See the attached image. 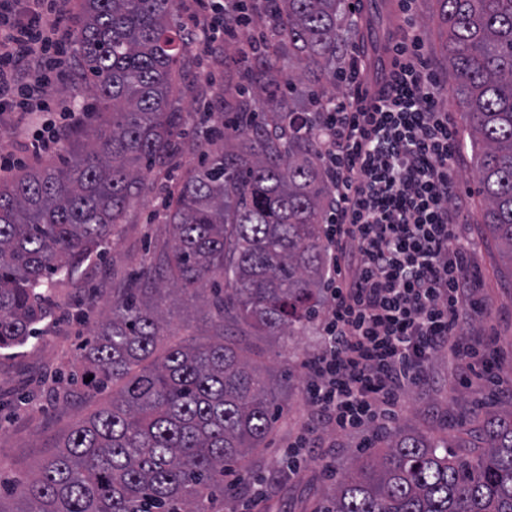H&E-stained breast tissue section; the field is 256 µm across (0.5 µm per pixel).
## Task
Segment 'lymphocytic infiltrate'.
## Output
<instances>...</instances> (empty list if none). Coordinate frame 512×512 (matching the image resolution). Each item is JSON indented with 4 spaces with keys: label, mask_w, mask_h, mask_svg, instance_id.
<instances>
[{
    "label": "lymphocytic infiltrate",
    "mask_w": 512,
    "mask_h": 512,
    "mask_svg": "<svg viewBox=\"0 0 512 512\" xmlns=\"http://www.w3.org/2000/svg\"><path fill=\"white\" fill-rule=\"evenodd\" d=\"M403 13L392 70L371 104L366 65L348 67L318 125L334 205L325 224L332 259L323 347L304 364L305 397L342 431L392 418L404 392L426 382L431 359H475L491 375L492 341L467 334L480 286L456 194L457 132L414 18ZM72 0H0V116L46 112L72 46Z\"/></svg>",
    "instance_id": "1"
}]
</instances>
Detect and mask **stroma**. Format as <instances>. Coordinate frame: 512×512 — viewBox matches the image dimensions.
<instances>
[{"instance_id":"stroma-1","label":"stroma","mask_w":512,"mask_h":512,"mask_svg":"<svg viewBox=\"0 0 512 512\" xmlns=\"http://www.w3.org/2000/svg\"><path fill=\"white\" fill-rule=\"evenodd\" d=\"M432 0H416L415 19L425 42L430 66L443 88L444 105L456 126H463L462 110L452 95L456 83L441 51L442 38L432 18ZM251 28L241 29L236 38L219 36L211 49H201L189 41L186 52L191 59L185 77L191 91L183 99L187 124L182 146L168 163L150 176V190L132 204L125 224L119 225L105 258L92 265L64 287L54 292L58 315L42 326L40 338L0 356V512H15L18 496L12 488L31 476L52 453L54 446L69 432L78 416L86 415L105 401V394H82L69 405H61L52 396L51 378L75 364L78 344L90 336L92 324L100 319L112 299V284L127 278L140 266L149 264L169 239L165 222V203L175 177L198 167L204 160L198 146L215 127L207 118V109H219L223 103L258 97L255 78L237 59L240 41L249 39ZM80 103L85 112L78 125L76 146L87 143L89 135L105 127L103 113L94 111L89 87L66 73L58 83L55 107L49 114L7 118L0 126V154L17 158L20 168L37 161L59 162L62 152L40 157L26 153L25 137L43 121L64 126L65 107ZM459 198L471 224L476 271L483 288L484 313L470 316L471 334L488 333L496 338L497 358L493 378L468 369L466 361L448 354L436 355L429 368L426 384L407 390L395 428H408L432 437L455 434L458 424L478 429L486 413L512 405V279L500 248L481 222L483 200L475 176V162L469 145H461L456 164ZM320 320L309 322L301 335L293 337L249 336L242 344L244 355L267 365L274 373L292 374L283 388V415L267 445L253 456L251 474L269 477L267 496L255 512H318L334 485V476L349 472L371 434L368 430L341 432L330 424H316L314 409L304 400L306 377L301 369L304 359L321 348ZM316 425V443L308 464L289 472L282 462V451L289 438L306 425Z\"/></svg>"}]
</instances>
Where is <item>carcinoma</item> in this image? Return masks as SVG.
Returning <instances> with one entry per match:
<instances>
[{"label": "carcinoma", "instance_id": "cac0c4a2", "mask_svg": "<svg viewBox=\"0 0 512 512\" xmlns=\"http://www.w3.org/2000/svg\"><path fill=\"white\" fill-rule=\"evenodd\" d=\"M280 21L263 53L297 85L336 87L343 0H265ZM433 19L458 83L476 160L483 224L512 276V0H435ZM176 0H80L74 57L108 130L59 166L0 178V351L38 335L50 293L112 245L152 166L185 115L174 91L185 38ZM332 93L304 111L269 96L270 128L251 103L208 159L173 190L171 240L112 289L82 348L76 386L112 389L57 452L21 483V512H213L224 470L260 447L283 407L282 378L240 355L238 336H293L318 314L327 272L330 181L315 130ZM187 295L214 339L164 342V294ZM92 377L86 382L84 378ZM357 457L321 512H512V409L483 419L475 441L399 430Z\"/></svg>", "mask_w": 512, "mask_h": 512}]
</instances>
